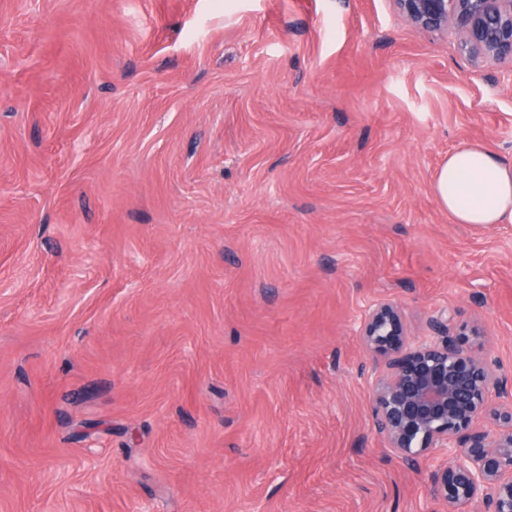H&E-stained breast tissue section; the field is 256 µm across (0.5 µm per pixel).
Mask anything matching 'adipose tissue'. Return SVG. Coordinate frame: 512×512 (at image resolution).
<instances>
[{"label": "adipose tissue", "mask_w": 512, "mask_h": 512, "mask_svg": "<svg viewBox=\"0 0 512 512\" xmlns=\"http://www.w3.org/2000/svg\"><path fill=\"white\" fill-rule=\"evenodd\" d=\"M433 192L454 223L512 224V162L487 145L450 151Z\"/></svg>", "instance_id": "1"}]
</instances>
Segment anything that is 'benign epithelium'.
Wrapping results in <instances>:
<instances>
[{
  "mask_svg": "<svg viewBox=\"0 0 512 512\" xmlns=\"http://www.w3.org/2000/svg\"><path fill=\"white\" fill-rule=\"evenodd\" d=\"M415 27L453 30L475 62L512 63V0H393ZM457 311L443 309L430 336L408 334L400 309L381 302L364 315L359 336L374 365L375 431L412 466L447 460L432 475L431 497L446 512H512V374L474 348L476 331L450 334Z\"/></svg>",
  "mask_w": 512,
  "mask_h": 512,
  "instance_id": "benign-epithelium-1",
  "label": "benign epithelium"
}]
</instances>
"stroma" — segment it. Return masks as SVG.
<instances>
[{"label": "stroma", "mask_w": 512, "mask_h": 512, "mask_svg": "<svg viewBox=\"0 0 512 512\" xmlns=\"http://www.w3.org/2000/svg\"><path fill=\"white\" fill-rule=\"evenodd\" d=\"M512 65L392 0H0V512H439L375 432L371 304L512 369ZM433 192L455 224H512V162L485 144L450 151Z\"/></svg>", "instance_id": "1"}]
</instances>
